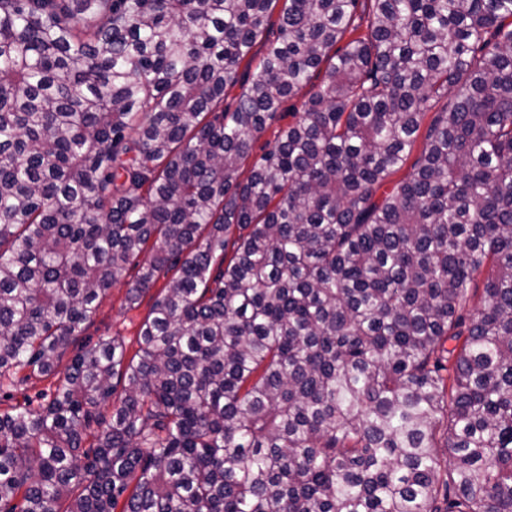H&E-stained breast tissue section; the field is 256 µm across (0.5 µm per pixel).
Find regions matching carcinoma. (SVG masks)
I'll list each match as a JSON object with an SVG mask.
<instances>
[{
	"label": "carcinoma",
	"mask_w": 512,
	"mask_h": 512,
	"mask_svg": "<svg viewBox=\"0 0 512 512\" xmlns=\"http://www.w3.org/2000/svg\"><path fill=\"white\" fill-rule=\"evenodd\" d=\"M277 2L0 0V512H512V0ZM310 90L311 85H308L296 96L286 100L278 119L270 126H267L265 131L254 141L251 155L242 163L240 169L241 180H245L250 175L253 162L267 149V144L274 141L277 131L299 119L302 114V104L308 97ZM446 104H447V97H443L433 104L431 110L429 111L430 113H428L427 117L425 118V120L421 126L419 136L417 138V141H416V143L413 147V150H412L411 154L409 155L407 161L405 162V164L403 165L402 168H400L398 171H396L390 177V184H388L387 186H385L384 188L380 189L377 192L375 199H378L381 196V193L383 192V190L386 187H390L392 184L405 179L413 171V164L421 153V150L423 147V142H424V135H425L427 126L430 122V119L433 116V112H440ZM137 268L131 267L125 278L115 285L102 299L98 311L84 333L92 341L102 337H116L123 342L129 359L139 350V332L149 314L153 297L165 287L174 272L161 274L152 289L144 294L140 303L130 306L127 301V282L135 277ZM53 379L51 377H32L27 383L18 386L17 389L10 391V399L1 400L0 409L8 405L24 404L26 399L36 400L40 393L48 390Z\"/></svg>",
	"instance_id": "carcinoma-1"
}]
</instances>
